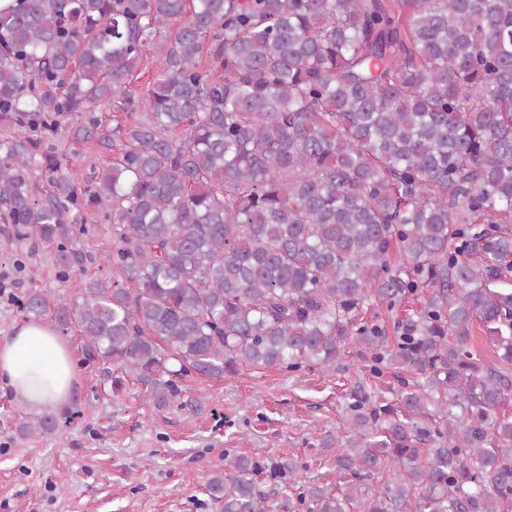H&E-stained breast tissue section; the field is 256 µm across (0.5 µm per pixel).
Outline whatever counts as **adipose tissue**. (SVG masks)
<instances>
[{
  "label": "adipose tissue",
  "instance_id": "ef3b65f1",
  "mask_svg": "<svg viewBox=\"0 0 512 512\" xmlns=\"http://www.w3.org/2000/svg\"><path fill=\"white\" fill-rule=\"evenodd\" d=\"M0 377L14 398L40 414L67 407L76 381L70 349L47 323L20 324L12 336L0 339Z\"/></svg>",
  "mask_w": 512,
  "mask_h": 512
}]
</instances>
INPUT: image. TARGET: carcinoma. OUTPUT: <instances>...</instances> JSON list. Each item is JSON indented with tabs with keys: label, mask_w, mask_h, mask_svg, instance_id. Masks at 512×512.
<instances>
[{
	"label": "carcinoma",
	"mask_w": 512,
	"mask_h": 512,
	"mask_svg": "<svg viewBox=\"0 0 512 512\" xmlns=\"http://www.w3.org/2000/svg\"><path fill=\"white\" fill-rule=\"evenodd\" d=\"M148 53L160 77L137 99ZM65 114L112 152L83 190L34 136ZM0 120L11 245L55 247L63 279L112 271L68 298L34 269L23 315L76 326L113 395L133 377L160 411L182 375L326 373L353 345L395 398L356 385L341 492L273 469L297 505L512 512V0H6ZM88 206L112 227L98 259L75 246ZM415 295L392 338L360 318ZM57 428L24 416L19 432ZM262 470L219 459L220 512H266Z\"/></svg>",
	"instance_id": "cac0c4a2"
}]
</instances>
